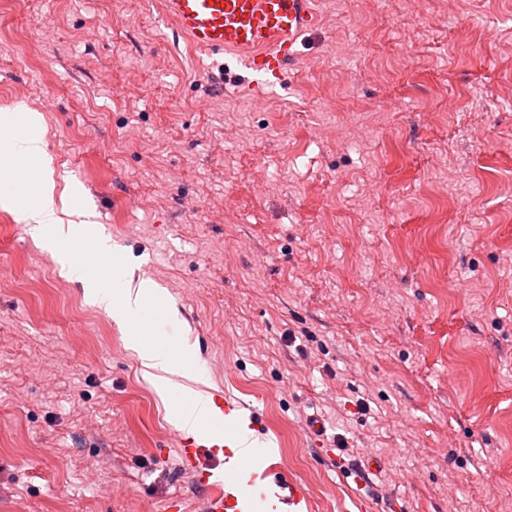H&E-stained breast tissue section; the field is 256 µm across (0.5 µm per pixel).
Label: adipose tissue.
<instances>
[{"label": "adipose tissue", "mask_w": 512, "mask_h": 512, "mask_svg": "<svg viewBox=\"0 0 512 512\" xmlns=\"http://www.w3.org/2000/svg\"><path fill=\"white\" fill-rule=\"evenodd\" d=\"M22 124L23 130L6 142L0 149V188L9 189L14 182L13 164L19 160L38 159L42 162V174L36 185L38 200L24 212L30 235L46 242L57 261L67 270L70 277L78 281L89 301L108 311L122 316L130 327V347L137 354L141 364L154 371L158 392L168 398V411L174 422L185 429L202 427L208 417L207 399L195 395V405L184 408L173 401L172 393L178 388L174 378L182 374L194 354L189 348H182L179 356L146 338L142 324L145 308L159 307L163 299L151 282L142 280L115 281L113 287H105L107 268H120L121 261L115 256L108 238L92 236L83 222H63L62 214H75L76 208L70 201L55 205V183L50 175L51 161L44 150L42 116L37 112L15 114L0 113V128L11 129ZM80 244V251H73V244Z\"/></svg>", "instance_id": "adipose-tissue-1"}]
</instances>
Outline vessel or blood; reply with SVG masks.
I'll list each match as a JSON object with an SVG mask.
<instances>
[{"label":"vessel or blood","instance_id":"b4317fda","mask_svg":"<svg viewBox=\"0 0 512 512\" xmlns=\"http://www.w3.org/2000/svg\"><path fill=\"white\" fill-rule=\"evenodd\" d=\"M313 0H162L178 35L204 54L228 53L257 80L283 79L303 33L317 23ZM210 420L178 433L181 470L203 490L202 512H315L305 485L277 462L249 468L239 422L243 406L210 392Z\"/></svg>","mask_w":512,"mask_h":512}]
</instances>
